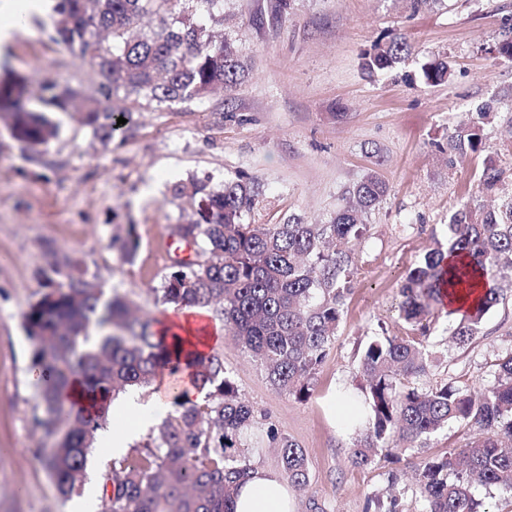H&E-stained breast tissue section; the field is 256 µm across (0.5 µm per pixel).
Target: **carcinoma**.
I'll use <instances>...</instances> for the list:
<instances>
[{
    "instance_id": "cac0c4a2",
    "label": "carcinoma",
    "mask_w": 512,
    "mask_h": 512,
    "mask_svg": "<svg viewBox=\"0 0 512 512\" xmlns=\"http://www.w3.org/2000/svg\"><path fill=\"white\" fill-rule=\"evenodd\" d=\"M219 2L57 0L52 39L74 59L97 67L102 81L85 92L48 79L35 107L24 78H0V116L8 119L10 136L23 148L37 150L56 134L47 112L65 111L78 99L84 124L107 145L131 123L132 106L141 99L185 104L237 84L246 73L242 46L215 35L205 23V14ZM147 17L156 20L149 32L142 29ZM493 52L512 60L511 23H505ZM408 55L405 38L389 33L364 53L362 68L369 76L392 73ZM447 77L444 61L426 62L418 73L426 85H439ZM119 97L130 106L112 107ZM492 116L482 106L471 125L435 144L448 153V164L481 151ZM119 117L126 123L117 125ZM501 175L494 165L485 166L480 190L493 192ZM388 191L386 181L372 171L347 191L352 203L328 224H310L298 215L280 224H254L246 216L263 195L256 178L242 174L220 185L209 177L176 183L172 194L189 198L193 218L176 225L175 232L195 246L199 261L172 266L154 292L164 304L204 308L224 321L274 389L305 400L354 285L348 244L365 234V215ZM111 247L121 261L132 262L139 249L134 226L125 238L112 239ZM452 254L466 264L451 273L446 260ZM476 270L512 283V197L489 209L469 201L448 217L447 241L434 240L405 277L399 317L426 333L432 309L443 305V286L451 280L465 283ZM41 288V297L24 314L33 342L31 369L43 377L38 392L44 417L38 424L51 440L40 459L58 493L67 497L86 479L88 454L98 431L109 424L112 400L130 387L152 386L165 371L178 372L181 353L154 328L153 318L134 310L124 297L104 298L102 286L67 253L51 252L50 273ZM500 296L495 288L464 313L452 328L456 344L473 340ZM430 363L414 340L382 333L364 345L365 425L354 426L359 438L352 463L366 466L378 454L398 460L413 443L448 423L472 422L482 435L425 462L417 470L416 486L423 512H490L472 489L512 490V353L498 363L493 386L479 395L448 383L416 385ZM190 366L206 391L203 402L172 396L174 413L141 447L101 474L102 512H234L237 488L253 469L237 448L252 428L254 410L224 368L222 352L211 349ZM72 377L98 396L96 410L64 406L59 394ZM266 437L288 483L307 486L304 450L272 424ZM367 510L402 512L396 495L369 497Z\"/></svg>"
}]
</instances>
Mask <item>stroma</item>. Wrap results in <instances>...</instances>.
<instances>
[{
    "label": "stroma",
    "mask_w": 512,
    "mask_h": 512,
    "mask_svg": "<svg viewBox=\"0 0 512 512\" xmlns=\"http://www.w3.org/2000/svg\"><path fill=\"white\" fill-rule=\"evenodd\" d=\"M276 2L220 0L215 10L212 30L245 50L244 80L190 104L141 102L130 129L109 145L73 112L55 113L59 132L36 154L0 123V158L7 162L0 167V512H70L36 454L42 436L34 419L43 406L23 327L49 270L50 249L81 261L106 294L166 318L169 307L154 293L171 265L161 245L191 213L187 199L174 198L170 188L194 177L216 185L241 174L257 178L264 191L254 214L259 224L290 215L324 224L367 172L389 184L353 245L356 285L307 400L273 389L231 338L219 345L229 376L257 414L246 456L277 468L265 435L271 424L306 453L310 484L295 491V512L316 506L366 512L393 467L403 512H422L417 469L476 437L471 423L456 422L415 443L398 465L379 457L359 467L350 458L354 431L328 415L326 399L362 383L359 355L376 327L414 337L398 316L400 289L433 238L445 237L449 215L472 197L489 205L512 196V61L491 52L512 0H432L418 13L410 0H288L279 13ZM394 29L411 48L401 75L370 78L362 54ZM434 60L447 62V80L436 86L414 80ZM10 71L86 89L97 81L93 68L49 42L36 24L16 37L0 64V75ZM482 104L497 114L482 151L449 164L437 144ZM488 163L504 172L492 195L477 188ZM131 224L140 247L134 262L123 263L109 243ZM452 322L435 310L423 340L434 365L421 387L488 389L499 360L512 352V289L485 315L470 345L456 346Z\"/></svg>",
    "instance_id": "obj_1"
}]
</instances>
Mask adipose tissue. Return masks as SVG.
<instances>
[{"label": "adipose tissue", "instance_id": "ef3b65f1", "mask_svg": "<svg viewBox=\"0 0 512 512\" xmlns=\"http://www.w3.org/2000/svg\"><path fill=\"white\" fill-rule=\"evenodd\" d=\"M55 4L56 0H0V59L6 58L15 34L27 29L33 18L51 13ZM202 314V309L197 307L177 310L166 319L165 325L181 331L187 348L208 349L219 343L220 330L200 325L198 318ZM161 388V395L149 401L135 392L112 401L114 424L101 433L100 442L114 457L126 454L141 434L161 417L166 410L165 395L178 393L191 402L202 397L187 369L176 376L163 378ZM235 512H294V499L287 479L279 471L254 468L239 488Z\"/></svg>", "mask_w": 512, "mask_h": 512}]
</instances>
